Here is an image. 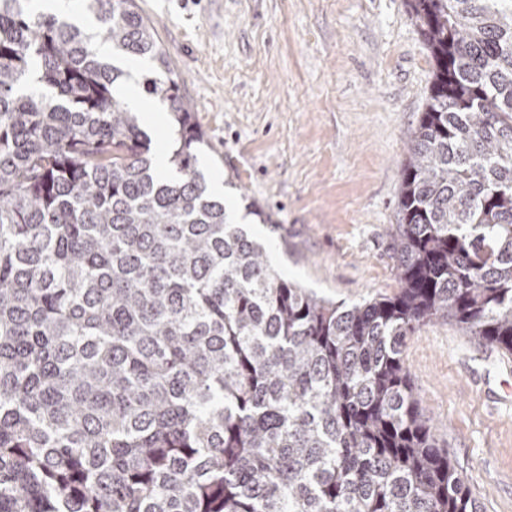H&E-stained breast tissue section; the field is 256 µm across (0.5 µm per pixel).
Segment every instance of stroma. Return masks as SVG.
Segmentation results:
<instances>
[{
    "instance_id": "stroma-1",
    "label": "stroma",
    "mask_w": 512,
    "mask_h": 512,
    "mask_svg": "<svg viewBox=\"0 0 512 512\" xmlns=\"http://www.w3.org/2000/svg\"><path fill=\"white\" fill-rule=\"evenodd\" d=\"M136 3L207 137L199 170L279 273L349 305L393 294L388 230L432 78L407 0ZM404 360L484 512H512V356L434 321Z\"/></svg>"
}]
</instances>
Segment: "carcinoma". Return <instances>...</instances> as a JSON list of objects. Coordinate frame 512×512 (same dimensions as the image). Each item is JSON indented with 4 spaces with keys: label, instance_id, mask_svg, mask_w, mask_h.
Listing matches in <instances>:
<instances>
[{
    "label": "carcinoma",
    "instance_id": "1",
    "mask_svg": "<svg viewBox=\"0 0 512 512\" xmlns=\"http://www.w3.org/2000/svg\"><path fill=\"white\" fill-rule=\"evenodd\" d=\"M82 2L94 37L0 0V512H478L403 347L443 320L512 353V0H407L398 288L351 306L228 222L136 0ZM96 40L153 62L165 170Z\"/></svg>",
    "mask_w": 512,
    "mask_h": 512
}]
</instances>
